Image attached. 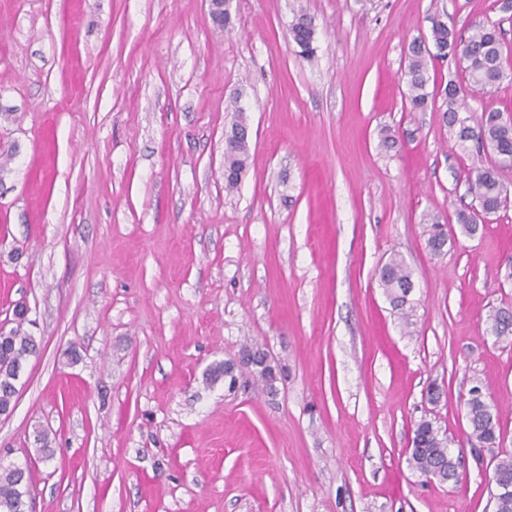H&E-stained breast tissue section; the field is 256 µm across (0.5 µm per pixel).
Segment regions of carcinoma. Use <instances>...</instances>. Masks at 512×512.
<instances>
[{
  "label": "carcinoma",
  "mask_w": 512,
  "mask_h": 512,
  "mask_svg": "<svg viewBox=\"0 0 512 512\" xmlns=\"http://www.w3.org/2000/svg\"><path fill=\"white\" fill-rule=\"evenodd\" d=\"M292 42L298 47V55L311 58L315 54V26L312 18L302 9L294 13L289 27ZM431 41L437 50L436 56L446 58L460 54L467 61L465 81L483 92L498 89L505 81L502 55L501 22L488 19L473 23L468 36L463 37L448 28L440 16H431ZM431 56L422 40H413L408 47L406 70L408 97L412 111H425L435 106V99L426 90L428 83L427 57ZM456 83L444 89V115L448 129L456 140L464 145L473 142L484 156L491 157L490 164L476 169L470 193L481 212L491 214L499 211L506 197L499 171L512 166V122L503 117L498 108L485 107L476 118L462 116L457 105ZM232 129L237 132L231 147L224 150V180L228 191L237 187L246 170L249 159L247 118L244 109H237ZM426 246L433 254L444 251L448 242L446 225L439 217L429 214L424 218ZM379 283L390 305L402 317H409L408 297L413 286L412 272L403 259L390 258L379 271ZM491 333L498 337L512 335V311L499 309L488 315ZM35 337L22 329V325L0 333V409L6 410L17 394L16 382L20 377L27 357L37 352ZM250 374L274 393L281 371L278 365L257 362L247 367ZM470 438L478 443L493 446L502 442L499 415L479 386H474L465 401ZM411 466L421 474L432 472L443 482H459L457 455L448 448L447 441L439 434L433 422L420 419L414 429V447L409 456ZM495 474L503 486L512 491V455L505 454L494 465ZM32 484L21 467H0V512H28Z\"/></svg>",
  "instance_id": "cac0c4a2"
}]
</instances>
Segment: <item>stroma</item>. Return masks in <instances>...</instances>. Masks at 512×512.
Instances as JSON below:
<instances>
[{"mask_svg":"<svg viewBox=\"0 0 512 512\" xmlns=\"http://www.w3.org/2000/svg\"><path fill=\"white\" fill-rule=\"evenodd\" d=\"M436 11L457 30L501 16L495 0H232L221 29L207 0H0V327L25 306L38 343L0 465L30 470L32 512H491L512 336L486 318L512 308V200L466 234L478 157L406 105L407 46ZM239 106L250 158L229 192ZM394 255L406 319L379 285ZM250 343L283 368L276 394L210 379ZM477 383L500 446L467 441ZM423 416L461 453L458 486L409 465ZM292 42L299 48L298 55L311 58L315 54V26L312 18L302 9L294 13L289 27ZM424 236H426V246L434 255L441 254L448 242V233L446 225L440 224L439 217L436 215H426L424 218Z\"/></svg>","mask_w":512,"mask_h":512,"instance_id":"35a3bbf8","label":"stroma"}]
</instances>
